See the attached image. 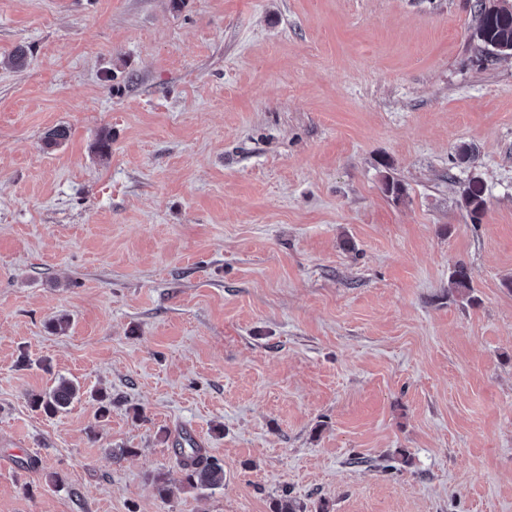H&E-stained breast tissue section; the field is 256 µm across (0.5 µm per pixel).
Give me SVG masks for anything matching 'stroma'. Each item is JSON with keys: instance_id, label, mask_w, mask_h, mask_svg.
Segmentation results:
<instances>
[{"instance_id": "35a3bbf8", "label": "stroma", "mask_w": 512, "mask_h": 512, "mask_svg": "<svg viewBox=\"0 0 512 512\" xmlns=\"http://www.w3.org/2000/svg\"><path fill=\"white\" fill-rule=\"evenodd\" d=\"M471 5L0 0V512H512V56ZM463 206L469 212L473 220L479 219L484 211L485 199L483 189L479 181L472 180L463 194ZM79 391L78 384L61 379L57 386L48 392L33 394L31 404L34 408L42 409L47 415H56L71 404ZM189 448L178 443L179 465L184 473L183 479L188 487L193 489H214L224 484V466L213 457L196 448L189 436L182 438Z\"/></svg>"}]
</instances>
